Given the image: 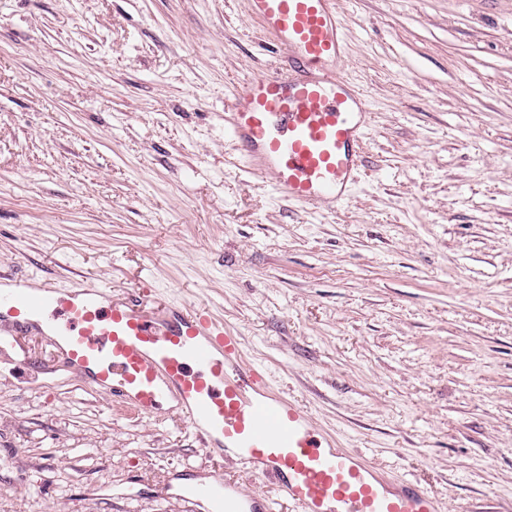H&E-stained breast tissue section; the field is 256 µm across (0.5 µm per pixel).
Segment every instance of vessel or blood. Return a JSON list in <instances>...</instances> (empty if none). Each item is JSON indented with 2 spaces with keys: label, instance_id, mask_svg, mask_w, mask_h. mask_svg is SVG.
<instances>
[{
  "label": "vessel or blood",
  "instance_id": "vessel-or-blood-1",
  "mask_svg": "<svg viewBox=\"0 0 512 512\" xmlns=\"http://www.w3.org/2000/svg\"><path fill=\"white\" fill-rule=\"evenodd\" d=\"M247 5L288 64L239 82L224 130L279 198L308 214L342 204L358 183L370 106L344 69L339 0ZM30 330L49 337L92 390L139 415L173 403L208 455L233 454L246 472L273 480L296 512H439L430 492L320 432L306 406L246 362L242 337L208 309L150 307L91 277L69 288L18 278L0 289V331ZM177 495L210 512H274L269 497L220 480H187Z\"/></svg>",
  "mask_w": 512,
  "mask_h": 512
}]
</instances>
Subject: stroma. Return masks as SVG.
<instances>
[{"label": "stroma", "instance_id": "35a3bbf8", "mask_svg": "<svg viewBox=\"0 0 512 512\" xmlns=\"http://www.w3.org/2000/svg\"><path fill=\"white\" fill-rule=\"evenodd\" d=\"M366 174L274 196L224 133L281 54L246 0H0V286L89 276L210 309L319 429L439 512H512V0H340ZM194 476L272 495L177 413L0 343V512H189Z\"/></svg>", "mask_w": 512, "mask_h": 512}]
</instances>
